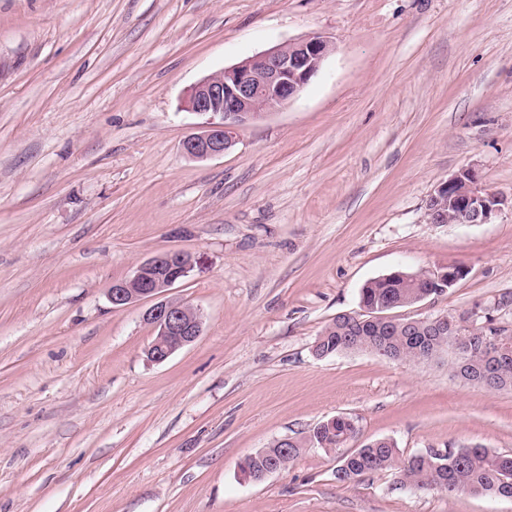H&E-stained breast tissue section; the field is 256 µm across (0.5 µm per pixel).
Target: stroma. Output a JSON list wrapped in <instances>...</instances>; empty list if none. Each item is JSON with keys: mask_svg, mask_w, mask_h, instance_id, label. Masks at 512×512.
<instances>
[{"mask_svg": "<svg viewBox=\"0 0 512 512\" xmlns=\"http://www.w3.org/2000/svg\"><path fill=\"white\" fill-rule=\"evenodd\" d=\"M331 52L298 96L206 161L191 87L291 40ZM473 167L507 198L432 224ZM181 250L169 296L203 332L150 362L137 264ZM463 264L430 318L512 292V0H0V512H512V500L344 485L305 449L259 482L240 460L339 414L352 447L512 453V390L447 361L316 358L368 280ZM506 202L481 185L474 169L463 168L436 186L426 214L432 224H487Z\"/></svg>", "mask_w": 512, "mask_h": 512, "instance_id": "1", "label": "stroma"}]
</instances>
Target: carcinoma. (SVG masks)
<instances>
[{
	"instance_id": "cac0c4a2",
	"label": "carcinoma",
	"mask_w": 512,
	"mask_h": 512,
	"mask_svg": "<svg viewBox=\"0 0 512 512\" xmlns=\"http://www.w3.org/2000/svg\"><path fill=\"white\" fill-rule=\"evenodd\" d=\"M426 277L418 280L386 275L365 283L360 292V308L367 313H389L416 304L429 296L441 295ZM497 310L472 324L464 336H439L423 323L409 318L391 317V324L378 326L360 323L353 317L338 315L317 337L313 348L318 357L363 351L376 354L384 348L392 360L428 362L448 355V367L462 381L489 390H512V336L502 341L507 329L495 319ZM312 436L294 439L288 449L275 441L243 459L241 471L255 480L273 462L282 466L295 460L304 449L318 448L339 453L336 480L357 483L363 477L395 471V485L414 492H441L453 496L461 491L474 495L512 499V454L480 446L428 448L406 459L397 445L380 438L355 449L341 452L347 438L358 434L356 421L348 415L329 418L312 429Z\"/></svg>"
}]
</instances>
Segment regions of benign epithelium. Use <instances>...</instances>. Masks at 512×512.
<instances>
[{"mask_svg": "<svg viewBox=\"0 0 512 512\" xmlns=\"http://www.w3.org/2000/svg\"><path fill=\"white\" fill-rule=\"evenodd\" d=\"M330 51V44L319 36L290 41L199 81L190 89L186 106L209 119L200 132L183 140V152L196 160L223 155L234 144L240 126L278 110L297 96ZM506 202L481 185L474 169L463 168L436 186L427 199L426 214L431 224H486ZM192 268L190 254L165 252L139 263L132 276L109 290L115 308L144 299L154 301L144 314L157 332L146 351L154 363L166 361L201 335L199 310L166 298L169 288ZM427 274L440 284H453L459 276L451 265Z\"/></svg>", "mask_w": 512, "mask_h": 512, "instance_id": "1", "label": "benign epithelium"}]
</instances>
